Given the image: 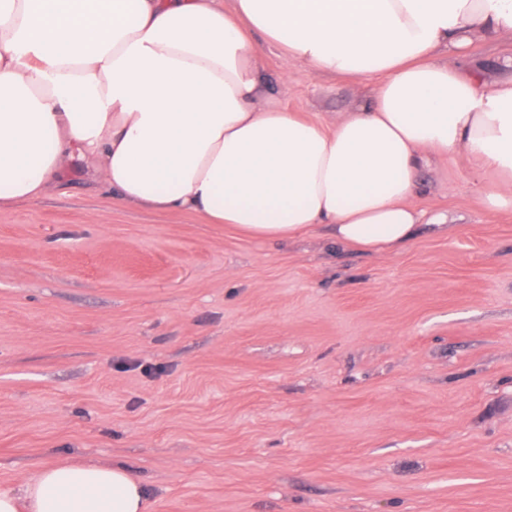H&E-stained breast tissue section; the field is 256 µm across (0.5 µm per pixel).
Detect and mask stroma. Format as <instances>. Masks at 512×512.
Returning <instances> with one entry per match:
<instances>
[{"mask_svg": "<svg viewBox=\"0 0 512 512\" xmlns=\"http://www.w3.org/2000/svg\"><path fill=\"white\" fill-rule=\"evenodd\" d=\"M258 49L288 111L370 94ZM511 53L469 48L492 79ZM421 180L448 221L384 254L149 211L81 160L1 207L0 490L102 463L147 512H512V212L464 162Z\"/></svg>", "mask_w": 512, "mask_h": 512, "instance_id": "obj_1", "label": "stroma"}]
</instances>
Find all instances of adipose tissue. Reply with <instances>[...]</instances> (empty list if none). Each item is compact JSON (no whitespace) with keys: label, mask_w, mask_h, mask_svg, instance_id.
<instances>
[{"label":"adipose tissue","mask_w":512,"mask_h":512,"mask_svg":"<svg viewBox=\"0 0 512 512\" xmlns=\"http://www.w3.org/2000/svg\"><path fill=\"white\" fill-rule=\"evenodd\" d=\"M512 38V0H0V204L77 159L122 200L261 240L321 226L369 253L412 244L431 158L487 178L512 211V77L440 62L473 33ZM373 83L314 120L269 96L256 35ZM120 465H49L0 512H146Z\"/></svg>","instance_id":"adipose-tissue-1"}]
</instances>
